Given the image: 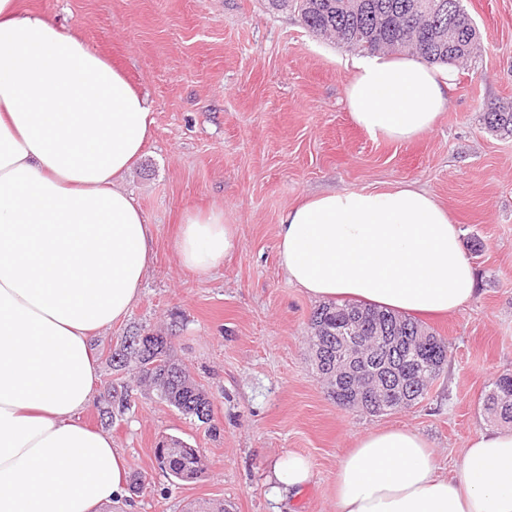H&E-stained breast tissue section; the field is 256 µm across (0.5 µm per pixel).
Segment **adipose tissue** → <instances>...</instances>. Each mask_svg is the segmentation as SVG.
<instances>
[{
    "label": "adipose tissue",
    "mask_w": 512,
    "mask_h": 512,
    "mask_svg": "<svg viewBox=\"0 0 512 512\" xmlns=\"http://www.w3.org/2000/svg\"><path fill=\"white\" fill-rule=\"evenodd\" d=\"M455 80L417 55H375L345 102L371 136L408 141L432 129ZM152 126L146 96L79 34L0 0V512H102L130 497L123 450L81 415L100 384L94 339L130 313L153 261L155 227L122 186ZM239 245L223 211L191 209L175 243L196 272ZM277 253L315 301L428 315L474 293L459 226L409 184L304 197L280 220ZM311 477L289 453L269 481L290 493ZM335 486L336 512H512V429L473 434L448 477L416 431L371 430Z\"/></svg>",
    "instance_id": "ef3b65f1"
}]
</instances>
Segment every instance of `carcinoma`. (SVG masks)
Segmentation results:
<instances>
[{
	"label": "carcinoma",
	"instance_id": "obj_1",
	"mask_svg": "<svg viewBox=\"0 0 512 512\" xmlns=\"http://www.w3.org/2000/svg\"><path fill=\"white\" fill-rule=\"evenodd\" d=\"M277 10H293L314 36L332 39L364 55L386 52H415L432 63L456 64L467 61L477 47L479 32L463 7V0H269ZM432 4L425 14L413 5ZM461 32V46L452 49L437 39V31L448 25ZM486 128L496 134L512 135V105H495L483 114ZM358 317L361 335L385 341L389 336L406 337L393 352L378 356L364 365L393 378H407V393L391 397L379 406L363 411L384 415L410 408L426 395L419 384L422 375L437 379L448 362L449 345L419 322L371 305L324 304L312 312L310 325L314 352L323 345L342 347L336 335L341 324ZM157 361L159 366L137 370V381L157 392L159 397L182 415L203 423L210 421L212 401L206 391L192 381L172 356L171 336L158 332H136L125 337L122 347L112 353V365L124 369L143 361ZM105 402L123 413L129 409L125 387H112L104 394ZM485 410L498 419L512 422V373L499 375L483 396ZM159 469L168 479L193 482L203 476L206 465L202 455L180 439H169L155 448Z\"/></svg>",
	"mask_w": 512,
	"mask_h": 512
}]
</instances>
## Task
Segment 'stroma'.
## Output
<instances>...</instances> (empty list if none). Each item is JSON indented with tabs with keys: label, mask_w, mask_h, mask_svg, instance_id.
Returning <instances> with one entry per match:
<instances>
[{
	"label": "stroma",
	"mask_w": 512,
	"mask_h": 512,
	"mask_svg": "<svg viewBox=\"0 0 512 512\" xmlns=\"http://www.w3.org/2000/svg\"><path fill=\"white\" fill-rule=\"evenodd\" d=\"M480 50L457 70L435 126L409 141L375 138L352 120L344 91L357 52L314 37L296 13L269 0H18L24 15L78 33L148 97L153 136L123 181L156 227L155 258L129 315L95 341L103 385H131V408L105 423L83 415L122 448L151 486L136 512H334L340 457L368 430L405 426L450 475L468 438L491 428L482 397L512 373V136L484 125L491 105L512 104V0H464ZM409 183L458 224L475 276L472 299L424 318L451 355L419 404L375 416L337 405L312 361L317 304L289 283L277 255L281 215L303 197L382 191ZM223 211L240 250L205 273L175 249L185 208ZM174 331L173 350L210 396V422L182 416L155 391L115 370L111 355L138 328ZM200 449L208 473L171 482L155 448L165 436ZM306 457L312 479L277 495L271 464Z\"/></svg>",
	"instance_id": "1"
}]
</instances>
